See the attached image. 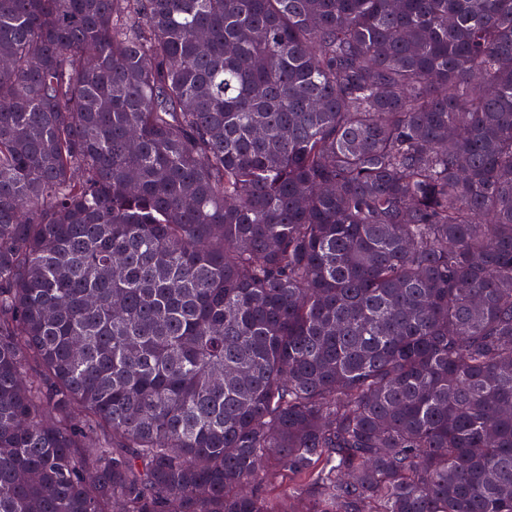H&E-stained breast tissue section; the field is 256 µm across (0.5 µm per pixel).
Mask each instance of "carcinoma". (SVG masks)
Listing matches in <instances>:
<instances>
[{
  "label": "carcinoma",
  "mask_w": 512,
  "mask_h": 512,
  "mask_svg": "<svg viewBox=\"0 0 512 512\" xmlns=\"http://www.w3.org/2000/svg\"><path fill=\"white\" fill-rule=\"evenodd\" d=\"M0 56V512H512V0H0Z\"/></svg>",
  "instance_id": "cac0c4a2"
}]
</instances>
